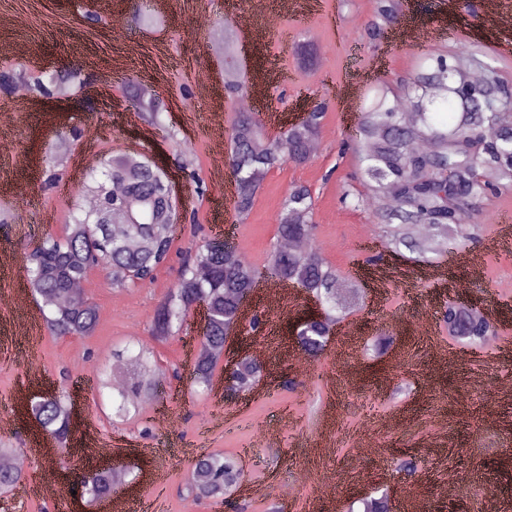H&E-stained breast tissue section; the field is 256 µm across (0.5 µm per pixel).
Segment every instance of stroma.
<instances>
[{
	"mask_svg": "<svg viewBox=\"0 0 512 512\" xmlns=\"http://www.w3.org/2000/svg\"><path fill=\"white\" fill-rule=\"evenodd\" d=\"M494 6L512 10V0H479L474 10L466 0H402L396 20L372 43L366 29L376 0H0V43L26 50L20 60L0 58V73L22 66L35 80L64 70L88 79L82 87L56 89L49 100L29 89L22 112L6 111L11 96L0 91V140L10 146L9 155L0 156V213L8 217L0 224V254L14 262L12 273L0 276V293H26L22 308H0V400L11 413L0 442L28 451L27 485L59 479L64 468L78 480L90 463L76 452L78 434L58 459L36 452L47 434L24 404L64 388L80 392L78 426L92 424L111 437L124 469L163 475L161 498L145 485L137 493L150 512H233L224 502L183 493L192 462L203 453L235 457L245 480L267 485V494L249 502L246 512H267L275 502L280 512H348L359 495L402 498L410 483L396 463L406 458L433 472L420 512H485L473 484L478 475L497 485V512H512V472L502 467L512 458V413L488 422L478 412L494 402L512 405V252L506 246L512 192L483 202L477 242H459L421 262L407 249L386 246L365 201L358 159L344 147L374 87H399L426 53L480 46L486 62L512 82V52L502 50L512 43V31H493L483 22ZM114 9L126 15V26L113 27ZM143 12L155 23L141 25ZM242 12L258 22L279 18L259 44L236 41L240 84L266 86L252 111L269 133L279 134L314 103L325 102L326 111L311 160L270 171L246 220L234 222L226 210L234 190L229 152L216 147L212 126L231 128L239 110L225 94L224 51L214 36ZM412 26L431 32L428 44L401 41ZM298 42L315 49L314 66L298 63ZM151 80L165 104L158 127L131 106L139 85ZM120 157L163 169L184 200L169 261L153 281L124 288L113 286L102 268H91L84 295L100 310L91 335L62 338L45 328L24 334L20 316L42 320L41 301L27 291L26 252L40 238L66 234L72 214L87 208L91 176ZM299 185L312 192L320 256L343 285L359 283L360 295L349 300L334 341L309 360L304 374L287 342L290 324L305 308L303 296H296L292 310L271 320L259 337L270 371L263 392L228 400L222 425L206 427L214 398L193 385L188 360L189 348L200 343L199 317L189 316L178 336L159 342L150 335L152 315L174 288L182 255L209 239L245 246L248 263L264 270L279 240L278 215ZM457 281L471 282L470 303L496 315L499 359L450 356L458 341L440 312L457 298ZM426 312L432 328L395 334L384 354L374 356L372 341L387 316L402 313L416 321ZM133 342L152 351L163 395L134 419L116 423L95 375L111 365L113 349ZM88 369L94 377L77 387Z\"/></svg>",
	"mask_w": 512,
	"mask_h": 512,
	"instance_id": "stroma-1",
	"label": "stroma"
}]
</instances>
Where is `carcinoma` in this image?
<instances>
[{"label":"carcinoma","mask_w":512,"mask_h":512,"mask_svg":"<svg viewBox=\"0 0 512 512\" xmlns=\"http://www.w3.org/2000/svg\"><path fill=\"white\" fill-rule=\"evenodd\" d=\"M398 13V0H378L377 19L369 24L367 36L374 42L383 26ZM461 55L483 65L485 77L466 93L457 92L458 72L453 62L431 58L407 81L411 123L401 118L392 89L382 83L373 91L359 126L360 174L371 195L389 194L393 202L375 208L377 223L387 227L395 244L427 258L447 249L457 238L473 239L478 225L469 224L478 200L503 188H512V125L475 109L478 103L496 107L512 106V85L498 71L476 57L467 46ZM323 109L312 108L302 123L287 128L280 138L285 149H272L261 121L241 113L231 132L230 168L236 184V206L249 211L266 174L286 161L304 164L311 158V143L321 132ZM125 187V194L113 198V183ZM89 192L101 198V207L74 219L62 238L47 237L26 253L29 285L48 308L45 324L56 336L84 337L99 322L98 307L72 294V285L84 279L91 263L107 270L112 282L123 285L135 272L150 280L170 253L172 239L165 238L163 226L173 222L178 205L168 201V183L162 170L147 162L127 159L109 162L104 178L92 180ZM120 209L127 223H108L110 209ZM313 201L304 186L288 194L278 223L282 239H305L314 234L311 224ZM430 222L429 244L409 239L412 226ZM268 274L313 293L328 305L321 321H304L297 328V340L305 354L317 358L330 327L340 316L336 310V270L315 253H296L274 248ZM257 270L241 263L221 242H209L187 259L176 287L156 308L150 332L158 340L168 339L181 326L192 308L202 302L208 312L207 329L201 338V354L193 367L194 383L209 389L224 350V326L237 312L241 294L251 286ZM448 332L465 336L476 346L484 343L494 329L479 318L463 312L448 322ZM125 372V384L115 388L112 398L115 416L128 418L138 412L139 402L161 394L155 379L150 352L141 347L112 353ZM263 365L249 359L224 377L232 390H247L260 378ZM32 416L39 426L60 444L69 440V411L66 392L52 399L32 403ZM238 463L221 454H206L192 464L188 492L197 499H222L242 480ZM25 480L22 471L0 469V490H9ZM86 502L112 494L114 473L97 472L80 481ZM361 512H391L386 495L361 501Z\"/></svg>","instance_id":"cac0c4a2"}]
</instances>
